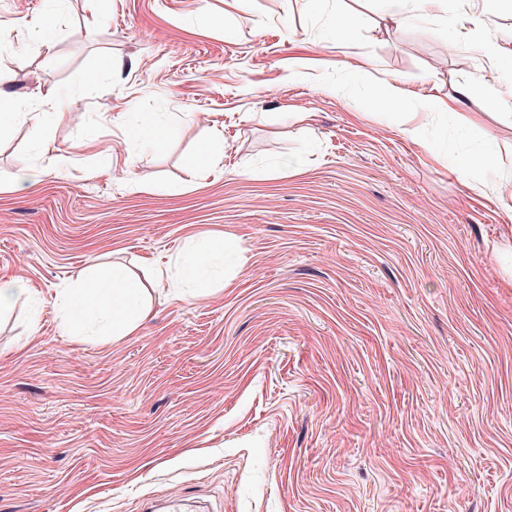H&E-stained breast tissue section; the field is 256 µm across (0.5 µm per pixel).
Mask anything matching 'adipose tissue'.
Returning <instances> with one entry per match:
<instances>
[{
	"label": "adipose tissue",
	"mask_w": 512,
	"mask_h": 512,
	"mask_svg": "<svg viewBox=\"0 0 512 512\" xmlns=\"http://www.w3.org/2000/svg\"><path fill=\"white\" fill-rule=\"evenodd\" d=\"M238 250L232 239L223 245L200 238L178 260L186 279L201 293L210 290V271L216 266H233ZM55 306L65 313V329L93 327L107 322L113 338L134 335L151 312V297L141 281L125 268L91 265L89 274L57 292Z\"/></svg>",
	"instance_id": "adipose-tissue-1"
}]
</instances>
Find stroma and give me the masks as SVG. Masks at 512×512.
Masks as SVG:
<instances>
[{
    "instance_id": "stroma-1",
    "label": "stroma",
    "mask_w": 512,
    "mask_h": 512,
    "mask_svg": "<svg viewBox=\"0 0 512 512\" xmlns=\"http://www.w3.org/2000/svg\"><path fill=\"white\" fill-rule=\"evenodd\" d=\"M483 7L0 0L11 91L56 101L0 135V180L38 170L0 194V272L36 293L0 316V512H512V0ZM206 235L241 255L211 294L64 334L55 291L90 260L149 281Z\"/></svg>"
}]
</instances>
